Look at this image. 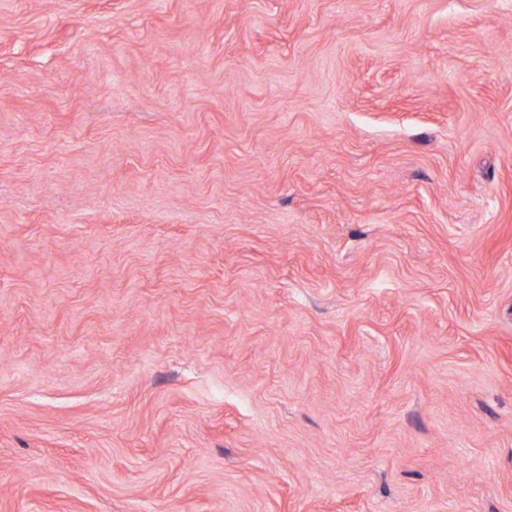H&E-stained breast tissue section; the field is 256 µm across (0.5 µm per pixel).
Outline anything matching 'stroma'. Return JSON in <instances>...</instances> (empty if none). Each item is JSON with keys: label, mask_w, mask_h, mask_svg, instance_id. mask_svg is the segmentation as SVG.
<instances>
[{"label": "stroma", "mask_w": 512, "mask_h": 512, "mask_svg": "<svg viewBox=\"0 0 512 512\" xmlns=\"http://www.w3.org/2000/svg\"><path fill=\"white\" fill-rule=\"evenodd\" d=\"M0 512H512V0H0Z\"/></svg>", "instance_id": "obj_1"}]
</instances>
